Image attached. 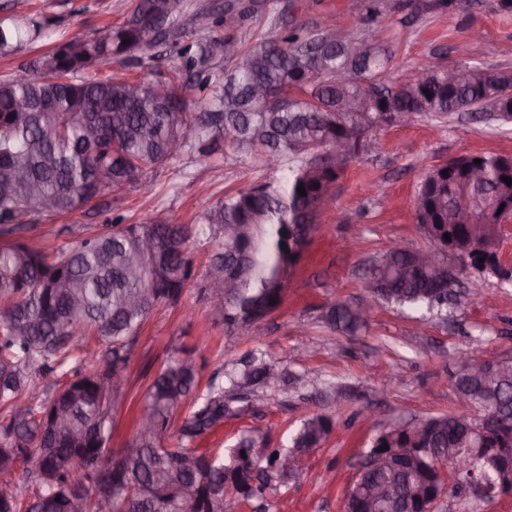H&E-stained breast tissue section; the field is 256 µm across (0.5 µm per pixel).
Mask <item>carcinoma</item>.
Segmentation results:
<instances>
[{"label": "carcinoma", "instance_id": "carcinoma-1", "mask_svg": "<svg viewBox=\"0 0 512 512\" xmlns=\"http://www.w3.org/2000/svg\"><path fill=\"white\" fill-rule=\"evenodd\" d=\"M184 7V0H134L122 24L94 38L75 36L0 79V236L11 237L0 242V409L10 412L0 425V486L13 491L12 512H226L229 496L241 507L263 499L272 480L287 476L280 456L319 447L334 428L331 415L305 420L289 448L265 449L263 466L255 458L259 436H244L215 456L199 444L224 424L228 394L287 377L260 352L195 398L198 369L175 357L151 383L130 447L108 448L112 411L123 398L112 377L124 371L147 315L177 299L192 278L185 247L192 229L149 217L44 251L22 236L31 215L50 217L120 193L147 167L188 151L206 155L222 139L268 165L288 161L280 181L225 194L197 230L219 241L206 276L217 269L230 274L219 321L243 329L282 305L298 264L290 241L309 242L330 184L353 159L333 153L338 135L380 130L385 112L443 118L477 110L495 123L512 121L511 70L480 77L466 67L450 81L448 69L431 68L389 86L380 83L384 60L373 29L356 40L301 28L241 48L214 33L185 32ZM26 35L20 26L0 25V53ZM355 42L363 45L359 55L351 51ZM158 44L170 47L177 63L152 82L78 76L112 58L136 65L132 52ZM341 72L350 77L345 87L336 84ZM346 95L361 98L364 110L344 111ZM43 100L55 102L57 111H18ZM476 167L482 177L472 181L468 173ZM504 177L512 180L504 156L460 155L428 169L414 197L415 217L432 244L455 255L456 277L448 278L445 260L420 264L411 261V251L394 247L368 268V293L423 317L439 316L448 312L463 274L499 275L512 221V184ZM489 255L495 264L478 266ZM243 261L247 274L233 276ZM323 319L349 335L366 324L343 302ZM78 335L104 343V370L87 369L93 355L76 353ZM39 379L61 383L48 393ZM455 388L468 391L471 408L500 419L484 435H467L453 413L420 420L425 438L409 423L379 432L367 455L380 464L348 489L345 508L365 503L363 512H421L434 489L457 490L472 478L494 484L500 466L483 460L467 472L444 474L423 462L402 466L388 458L390 448L418 446L455 455L478 439L484 448H512V361L482 390L471 387L460 368ZM190 397L194 409L181 421L178 444L167 448L161 436ZM382 484L393 495L375 505L369 492Z\"/></svg>", "mask_w": 512, "mask_h": 512}]
</instances>
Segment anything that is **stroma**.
Here are the masks:
<instances>
[{
  "label": "stroma",
  "mask_w": 512,
  "mask_h": 512,
  "mask_svg": "<svg viewBox=\"0 0 512 512\" xmlns=\"http://www.w3.org/2000/svg\"><path fill=\"white\" fill-rule=\"evenodd\" d=\"M401 2L378 0L384 26L379 48L389 58L384 83L408 82L425 67L512 70V11L501 10L498 0H476L467 15L449 9L414 13ZM131 5L132 0H0V23L42 25L31 28L11 54L0 56V78L73 36L122 23ZM277 12L274 20L258 14L228 24L224 35L246 46L294 28L323 32L336 26L359 37L367 26L361 0H277ZM371 140V150L332 183L336 200L316 224L282 306L258 326L230 331L210 318L201 281L218 244L190 239L193 277L181 297L159 305L137 334L125 370L128 399L112 415L110 448L125 447L133 438L147 389L172 356L192 358L204 387L215 372L262 351L288 370L287 390L261 389L237 403L205 447L220 452L253 433L264 437L267 447L278 448L304 419L332 415V433L311 452L304 470L272 481L265 502H250L243 512H260L266 502L270 512H343L357 463L380 430L461 413L453 383L464 359L475 351L491 359L512 357V281L488 273L465 274L454 305L441 317L421 321L413 312L377 304L368 327L355 337L323 321L331 303L367 301L364 271L374 258L394 246L427 247L413 197L428 168L459 155L512 156V124L479 123L467 112L444 119L420 116L374 132ZM281 174L227 145L206 156L188 152L149 168L122 194L36 218L26 238L46 249L67 247L106 225L133 224L153 211L171 223L195 227L225 193ZM366 408L374 412V423L363 420Z\"/></svg>",
  "instance_id": "35a3bbf8"
}]
</instances>
